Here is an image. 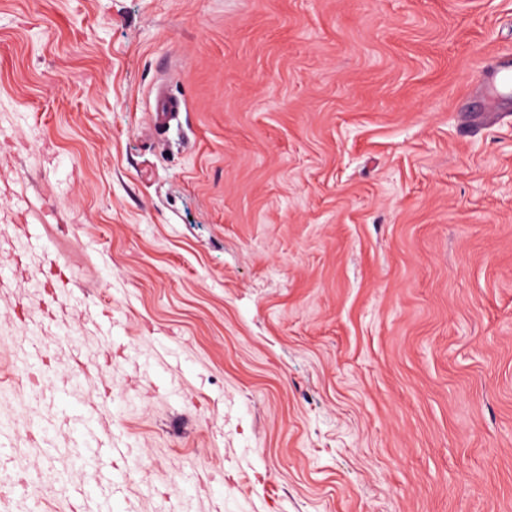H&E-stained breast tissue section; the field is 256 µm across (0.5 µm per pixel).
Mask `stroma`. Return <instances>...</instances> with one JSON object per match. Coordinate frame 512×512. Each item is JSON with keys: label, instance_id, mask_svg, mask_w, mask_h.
I'll return each instance as SVG.
<instances>
[{"label": "stroma", "instance_id": "stroma-1", "mask_svg": "<svg viewBox=\"0 0 512 512\" xmlns=\"http://www.w3.org/2000/svg\"><path fill=\"white\" fill-rule=\"evenodd\" d=\"M512 0H0V212L143 463L138 512H512ZM183 106L151 125L153 91ZM0 248V419L69 423L16 367L38 305ZM123 320L102 342L84 301ZM175 355L151 388L141 355ZM0 494L41 468L20 430ZM482 87L487 95L498 101L512 95V66L499 60L487 62L483 67Z\"/></svg>", "mask_w": 512, "mask_h": 512}]
</instances>
